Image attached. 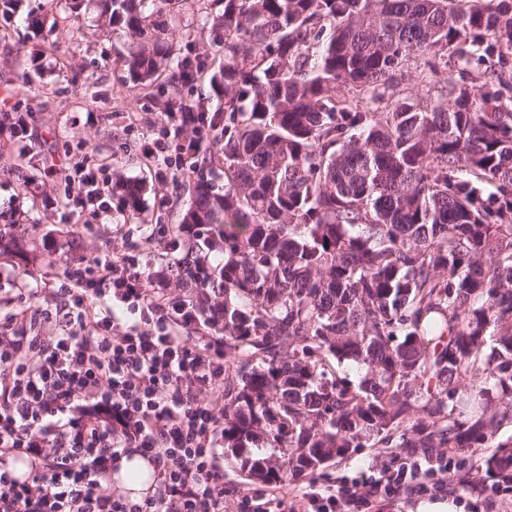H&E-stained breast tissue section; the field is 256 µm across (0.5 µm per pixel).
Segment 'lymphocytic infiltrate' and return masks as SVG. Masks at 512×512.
Returning <instances> with one entry per match:
<instances>
[{
  "label": "lymphocytic infiltrate",
  "instance_id": "lymphocytic-infiltrate-1",
  "mask_svg": "<svg viewBox=\"0 0 512 512\" xmlns=\"http://www.w3.org/2000/svg\"><path fill=\"white\" fill-rule=\"evenodd\" d=\"M143 155L171 178L195 172L182 134L193 112H171ZM69 217L107 210L108 180L89 161L65 170ZM181 262L153 275L133 252L100 254L65 274L54 307L24 288L0 318V512H224L215 447L224 439L220 310L166 293ZM152 464L153 495L113 491L121 456ZM444 456L404 460L362 485L312 488L309 512H387L404 489L450 469Z\"/></svg>",
  "mask_w": 512,
  "mask_h": 512
}]
</instances>
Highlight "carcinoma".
Here are the masks:
<instances>
[{"label": "carcinoma", "instance_id": "cac0c4a2", "mask_svg": "<svg viewBox=\"0 0 512 512\" xmlns=\"http://www.w3.org/2000/svg\"><path fill=\"white\" fill-rule=\"evenodd\" d=\"M138 44L130 79L171 54L161 6L203 3L224 191L201 179L182 223L224 311V447L247 479L308 476L360 448L446 454L512 489V0H100ZM465 75L448 77V61ZM437 96L395 85L410 67ZM125 207L139 186L117 183ZM26 229L0 255L27 266Z\"/></svg>", "mask_w": 512, "mask_h": 512}]
</instances>
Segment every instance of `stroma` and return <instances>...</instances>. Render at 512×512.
Wrapping results in <instances>:
<instances>
[{"label":"stroma","mask_w":512,"mask_h":512,"mask_svg":"<svg viewBox=\"0 0 512 512\" xmlns=\"http://www.w3.org/2000/svg\"><path fill=\"white\" fill-rule=\"evenodd\" d=\"M24 8L40 12L45 23L32 32L20 15L0 17V97L9 96L0 108V216L30 219L28 236L40 256L37 266L26 269L0 257V314L12 310L13 298L23 288L41 287L52 298L58 278L70 259L98 253L119 255L126 241L139 246L152 269L174 260L152 235L155 226L180 223L189 207L197 178L224 188L223 164L214 159L218 145L207 139L199 174L178 180H162L157 167L142 154L144 140L157 137L165 125L160 100L171 89L159 83L144 90L133 83L123 64L129 40L97 20L95 4L83 17H70L65 0H22ZM174 49L214 56L224 33L201 24L196 14L184 12L168 23ZM29 115L26 138L12 136L9 118L14 112ZM69 154L81 160L91 154L104 165L109 179L123 178L138 184L141 204L137 213L124 209L112 198L108 214L85 215L83 223L65 218L67 199L62 177L46 178L51 155ZM95 232H88V225ZM401 453L396 448H362L317 474L286 478L282 489L306 512V493L311 485L327 486L347 480L363 481L381 471L395 469Z\"/></svg>","instance_id":"35a3bbf8"}]
</instances>
